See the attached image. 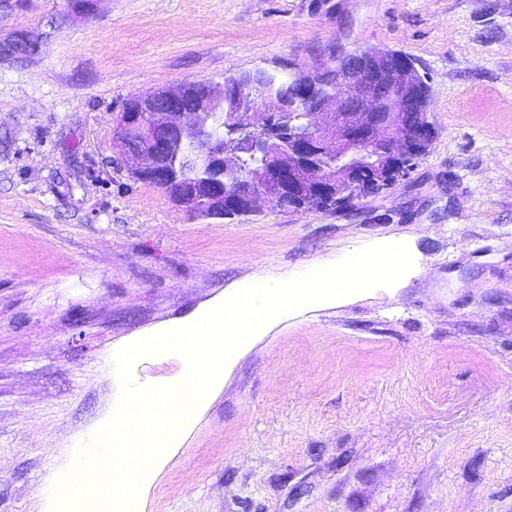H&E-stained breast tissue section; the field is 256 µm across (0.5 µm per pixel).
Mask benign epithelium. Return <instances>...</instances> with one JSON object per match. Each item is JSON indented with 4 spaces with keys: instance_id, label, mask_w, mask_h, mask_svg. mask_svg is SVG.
<instances>
[{
    "instance_id": "obj_1",
    "label": "benign epithelium",
    "mask_w": 512,
    "mask_h": 512,
    "mask_svg": "<svg viewBox=\"0 0 512 512\" xmlns=\"http://www.w3.org/2000/svg\"><path fill=\"white\" fill-rule=\"evenodd\" d=\"M302 123L288 127V147L268 150L266 131L288 103L261 85L245 92L238 76L202 84L196 111L183 107L194 84L161 89L129 100L119 113L114 146L133 160L131 175L164 189L179 183L174 199L198 219H222L224 212L253 211L260 197L293 212L309 211L353 195L361 174L388 186L404 180L433 144L436 130L427 104L409 112L411 92L422 79L400 52L365 49L346 57L331 54L313 72L291 74ZM234 100L225 127L260 155L261 167L224 192V174L234 170L224 135L211 127L207 106ZM268 107L261 124L251 121Z\"/></svg>"
}]
</instances>
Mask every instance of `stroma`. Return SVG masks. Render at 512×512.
I'll return each mask as SVG.
<instances>
[{
    "mask_svg": "<svg viewBox=\"0 0 512 512\" xmlns=\"http://www.w3.org/2000/svg\"><path fill=\"white\" fill-rule=\"evenodd\" d=\"M370 48L415 61L436 137L352 211L194 219L113 146L131 98ZM384 239L414 269L258 336L138 512H512V0H0V512H44L109 353Z\"/></svg>",
    "mask_w": 512,
    "mask_h": 512,
    "instance_id": "stroma-1",
    "label": "stroma"
}]
</instances>
